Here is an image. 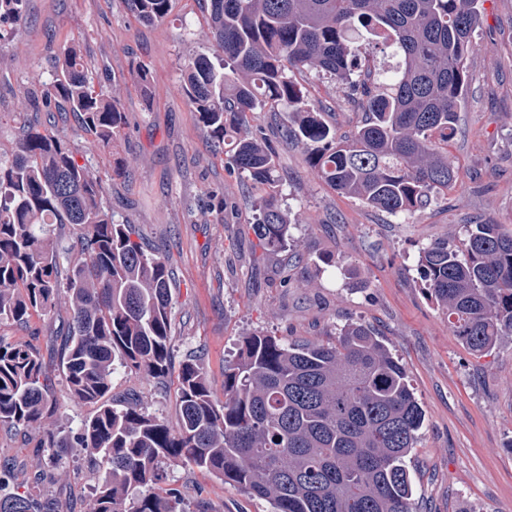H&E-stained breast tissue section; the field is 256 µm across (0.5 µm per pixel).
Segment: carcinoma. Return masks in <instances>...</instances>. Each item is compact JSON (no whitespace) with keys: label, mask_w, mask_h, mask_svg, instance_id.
<instances>
[{"label":"carcinoma","mask_w":512,"mask_h":512,"mask_svg":"<svg viewBox=\"0 0 512 512\" xmlns=\"http://www.w3.org/2000/svg\"><path fill=\"white\" fill-rule=\"evenodd\" d=\"M217 55L192 57L183 92L227 164L269 192L253 222L259 245L288 251L291 220L275 188L279 157L243 128L244 116L288 105L279 138L305 152L338 193L389 215L411 214L456 181L448 143L458 134L465 62L481 21L480 0H206ZM141 21L165 19L172 0H127ZM23 0H0V31L18 35ZM316 71L365 114L339 137L322 107L294 81ZM35 110L58 108L112 148L125 125L112 95L96 87L80 42L56 56ZM104 187L76 148L29 125L12 158L0 160V324H27L69 296L59 358L66 393L94 412L76 431L49 420L60 408L38 346L0 337V427L33 433L34 481L10 490L0 470V512H56L47 491L65 448L106 463L87 512H186L163 487L162 464L183 459L274 505L275 512H412L408 459L423 410L379 332L348 322L332 342L243 338L224 364L217 401L194 356L177 375V428L143 403L112 399L117 367L152 378L171 365L174 272L114 220ZM78 230L77 245L57 226ZM461 245L420 251L423 289L474 354L512 341V232L466 224Z\"/></svg>","instance_id":"carcinoma-1"}]
</instances>
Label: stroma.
Returning <instances> with one entry per match:
<instances>
[{
	"mask_svg": "<svg viewBox=\"0 0 512 512\" xmlns=\"http://www.w3.org/2000/svg\"><path fill=\"white\" fill-rule=\"evenodd\" d=\"M24 18L21 38L0 39V158H11L25 121L35 117L28 98L40 87L36 73L49 72L58 49L79 39L89 68L125 115L124 135L104 148L69 112L57 114L55 132L75 142L78 162L106 181L104 202L115 219L136 225L172 264L173 363L200 353L220 401L224 360L244 337L328 341L345 322L371 325L403 366L425 414L411 453L412 512H512V345L482 356L463 348L417 270L421 248L457 237L464 225L512 229V0H483L458 104L461 130L448 146L457 180L424 210L394 217L339 194L300 148L279 140L287 109L249 113L250 131L279 154L278 196L291 211L298 262L262 252L252 215L266 189L228 168L182 92L190 57L214 52L202 0H173L168 17L154 23L138 21L124 0H24ZM141 66L150 75L146 89L135 77ZM294 80L331 112L338 133L361 123L362 111L329 77L303 71ZM118 161L126 174L115 179ZM329 255L336 267L320 265ZM67 313L63 298L30 324H0V336L49 352ZM112 395L143 400L169 426L178 423L175 374L158 380L122 369ZM3 463L23 485L36 459L20 434L0 428ZM166 474L187 512H271L267 500L188 462L171 464ZM99 475L83 467L50 491L71 512H84Z\"/></svg>",
	"mask_w": 512,
	"mask_h": 512,
	"instance_id": "1",
	"label": "stroma"
}]
</instances>
